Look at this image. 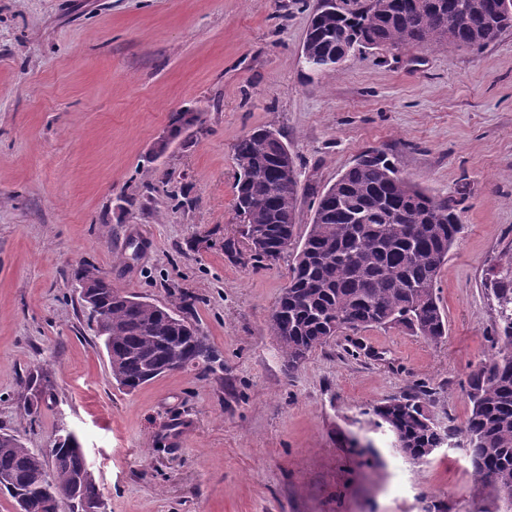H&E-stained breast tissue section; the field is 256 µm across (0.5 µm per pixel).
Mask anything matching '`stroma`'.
<instances>
[{
    "label": "stroma",
    "mask_w": 512,
    "mask_h": 512,
    "mask_svg": "<svg viewBox=\"0 0 512 512\" xmlns=\"http://www.w3.org/2000/svg\"><path fill=\"white\" fill-rule=\"evenodd\" d=\"M319 0H0V432L78 437L105 512H496L463 429L468 372L496 328L492 269L512 258V30L480 48L300 59ZM203 122L150 160L172 112ZM278 132L299 221L366 151L450 199L464 230L438 276L447 325L349 331L289 369L269 317L292 255L253 267L233 145ZM188 306L213 370L133 391L113 379L73 277ZM48 374L50 388L29 384ZM425 390L458 433L418 463L372 407ZM361 47L354 41H346L341 50L332 56L318 57L311 55L308 52H304V44L302 47V58L308 61L309 67L314 71L325 70V69H336L339 68L348 58L349 55L356 49Z\"/></svg>",
    "instance_id": "1"
}]
</instances>
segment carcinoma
I'll return each mask as SVG.
<instances>
[{
	"instance_id": "carcinoma-1",
	"label": "carcinoma",
	"mask_w": 512,
	"mask_h": 512,
	"mask_svg": "<svg viewBox=\"0 0 512 512\" xmlns=\"http://www.w3.org/2000/svg\"><path fill=\"white\" fill-rule=\"evenodd\" d=\"M445 0L436 11L430 0H367L353 8L316 11L307 30L315 55L337 51L341 38L366 48L403 45L456 48L486 46L512 28V0ZM203 113L180 110L171 115L173 139L202 123ZM287 146L279 135L258 129L234 144L237 167L234 208L245 216L241 235L248 259L256 266L295 252L288 284L269 317L288 368L295 370L318 347L345 330L402 324L437 343L445 324L436 283L448 251L463 232L456 205L401 178L383 153L360 157L318 195L312 222L300 231L299 184L285 183L282 158ZM79 282L102 285L96 335L108 353L113 379L134 390L179 366L210 371L211 347L176 311L124 295L86 263L75 272ZM497 335L495 353L468 376L466 395L471 413L465 427L474 476L488 489L500 512H512L502 501L501 484L512 483V258L494 272ZM200 358L204 366L193 363ZM373 415L397 431L402 452L427 457L437 441L455 432L431 418L421 422L418 395L390 399ZM0 492L18 512H58L62 495L78 493L80 501L102 499L79 440L65 441L44 456L18 436L0 433Z\"/></svg>"
}]
</instances>
